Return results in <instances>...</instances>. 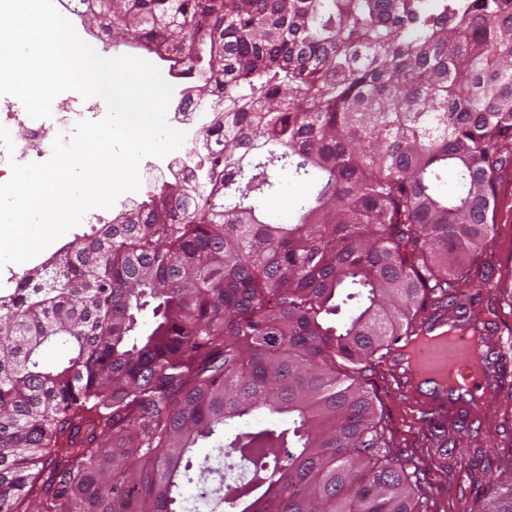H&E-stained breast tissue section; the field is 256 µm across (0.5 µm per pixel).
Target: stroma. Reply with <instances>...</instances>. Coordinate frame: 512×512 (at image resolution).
<instances>
[{"instance_id":"35a3bbf8","label":"stroma","mask_w":512,"mask_h":512,"mask_svg":"<svg viewBox=\"0 0 512 512\" xmlns=\"http://www.w3.org/2000/svg\"><path fill=\"white\" fill-rule=\"evenodd\" d=\"M277 179L278 191L267 196L262 207L270 222L284 224L296 213L307 188L284 172L278 173ZM489 252L494 260L486 269V279L473 283L477 294L473 308L483 314L488 346L497 349L512 335V179L504 180L499 189L497 228ZM492 302L498 313L488 312ZM396 375L393 365L382 366L370 376L368 389L377 396V409L383 413L396 447L412 455L424 469L423 488L433 512H476L482 492L489 488L484 480L488 462L512 456V364L499 385L477 392L479 406L468 412L477 432L455 435L445 450L426 439L418 420L421 411L434 402L432 391L417 386L409 394L396 393Z\"/></svg>"}]
</instances>
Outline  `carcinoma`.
I'll return each instance as SVG.
<instances>
[{
  "instance_id": "1",
  "label": "carcinoma",
  "mask_w": 512,
  "mask_h": 512,
  "mask_svg": "<svg viewBox=\"0 0 512 512\" xmlns=\"http://www.w3.org/2000/svg\"><path fill=\"white\" fill-rule=\"evenodd\" d=\"M93 2L209 87L208 185L166 178L0 289V512H185L243 466L230 512H432L367 373L465 328L444 310L512 168V0ZM283 169L312 191L272 224ZM508 469L478 512H512Z\"/></svg>"
}]
</instances>
